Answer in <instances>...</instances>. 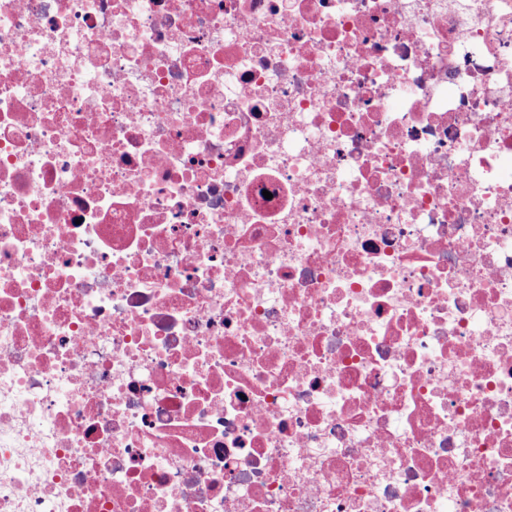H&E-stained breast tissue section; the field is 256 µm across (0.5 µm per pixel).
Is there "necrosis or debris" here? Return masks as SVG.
Instances as JSON below:
<instances>
[{"mask_svg": "<svg viewBox=\"0 0 512 512\" xmlns=\"http://www.w3.org/2000/svg\"><path fill=\"white\" fill-rule=\"evenodd\" d=\"M0 512H512V0H0Z\"/></svg>", "mask_w": 512, "mask_h": 512, "instance_id": "1", "label": "necrosis or debris"}]
</instances>
